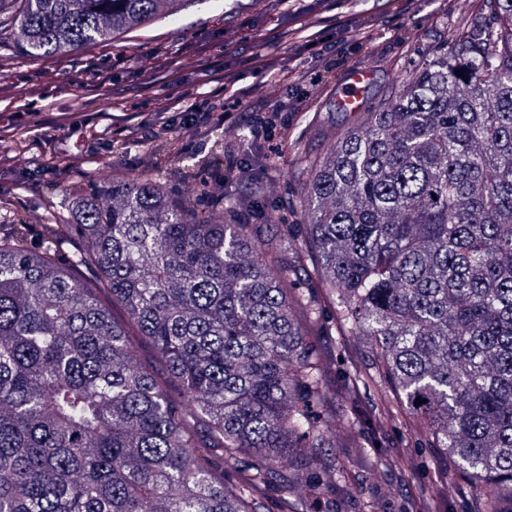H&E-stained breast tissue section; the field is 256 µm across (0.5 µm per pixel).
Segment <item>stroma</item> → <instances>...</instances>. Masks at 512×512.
Returning <instances> with one entry per match:
<instances>
[{
	"mask_svg": "<svg viewBox=\"0 0 512 512\" xmlns=\"http://www.w3.org/2000/svg\"><path fill=\"white\" fill-rule=\"evenodd\" d=\"M386 0H181L176 21L152 25L77 49L31 56L15 37L12 16L0 18V115L12 117L13 136L0 140V232L29 222V242L40 246L39 229L72 217L78 197L107 190L110 180L141 175L160 182L187 208L214 206L206 182L220 176L229 155L252 165L255 152L273 155L274 185L253 210L226 215L231 224H255L274 213L281 236L300 238L305 227L296 215L300 186L292 170L289 139L317 156L335 143L330 128L344 129L359 115L341 111L336 95L351 67L371 62L374 77L367 107L398 89L402 75L418 66L456 20L475 12L476 0H413L409 12L385 9ZM358 14L373 25L363 42L342 44V23ZM302 22L318 34L313 47L297 49L298 78L284 83L253 68L249 56L279 55L275 42L252 43L257 33L293 28ZM232 83L233 95L224 92ZM209 114L201 135L188 136L182 111L166 113L165 135L143 141L130 128L153 122L169 95ZM256 105L277 112L274 127L254 137V150H241L239 114ZM319 311L309 323V341L324 364L323 384L334 398L314 408L317 418L344 414L350 404L367 410L373 391L349 396L345 378L352 362L369 351L356 337L338 343L336 313L324 299L315 275L294 279ZM377 448L372 469H363L351 449L332 454L348 472L358 504L379 498L383 512H478L470 483L455 477L443 485L447 462L433 448L416 419L392 421L372 439Z\"/></svg>",
	"mask_w": 512,
	"mask_h": 512,
	"instance_id": "35a3bbf8",
	"label": "stroma"
}]
</instances>
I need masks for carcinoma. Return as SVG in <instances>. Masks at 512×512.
<instances>
[{
    "instance_id": "obj_1",
    "label": "carcinoma",
    "mask_w": 512,
    "mask_h": 512,
    "mask_svg": "<svg viewBox=\"0 0 512 512\" xmlns=\"http://www.w3.org/2000/svg\"><path fill=\"white\" fill-rule=\"evenodd\" d=\"M26 50L107 40L177 0H23ZM396 93L340 133L329 157L294 152L306 234L226 224L263 195L224 194L188 216L159 182H112L75 201L73 224L0 238V512H281L301 494L353 498L327 449L362 441L397 414L480 497L512 499V0H479ZM78 248L67 264L57 248ZM311 266L381 373L351 369L379 406L328 435L311 408L323 365L285 283ZM123 310L125 320L114 315ZM180 388L144 368L126 322ZM424 400L420 404L417 399ZM251 460L245 484L214 463Z\"/></svg>"
}]
</instances>
